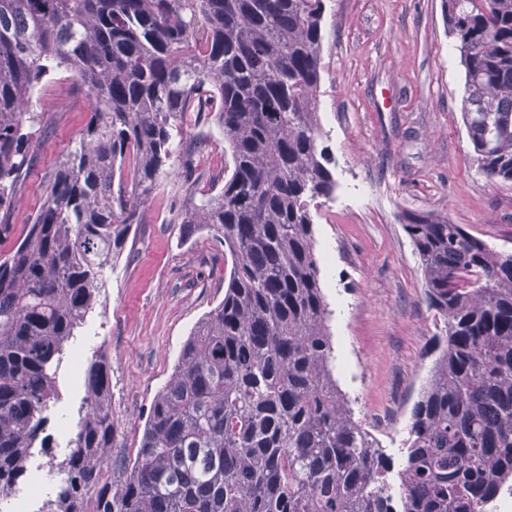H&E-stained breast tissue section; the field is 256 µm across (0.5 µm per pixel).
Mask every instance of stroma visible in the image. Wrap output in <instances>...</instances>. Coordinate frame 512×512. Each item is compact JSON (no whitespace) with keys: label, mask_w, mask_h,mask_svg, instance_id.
Returning <instances> with one entry per match:
<instances>
[{"label":"stroma","mask_w":512,"mask_h":512,"mask_svg":"<svg viewBox=\"0 0 512 512\" xmlns=\"http://www.w3.org/2000/svg\"><path fill=\"white\" fill-rule=\"evenodd\" d=\"M316 112L333 157L336 189L314 215V250L331 311L334 377L352 417L390 457L397 483L406 461L411 409L437 356L443 322L428 308L418 254L403 224L431 214L463 225L499 250L512 251V183L487 180L470 157L461 114L464 69L444 21L443 0H327ZM68 72L39 92L48 134L37 152L0 254L19 241L46 194L45 175L73 148L90 102L73 95ZM206 142L194 156L197 180L186 187L178 159L134 225L132 252L107 270L99 298L68 343L82 369L61 363L57 399L46 411L47 447L32 448L43 493L60 482L50 460H63L86 412L85 370L98 355L111 366L117 421L112 483L127 477L152 401L169 380L196 323L224 298L230 259L223 243L200 232L183 238L176 218L200 204L231 153L213 117L175 135Z\"/></svg>","instance_id":"stroma-1"}]
</instances>
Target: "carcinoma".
I'll use <instances>...</instances> for the list:
<instances>
[{
  "mask_svg": "<svg viewBox=\"0 0 512 512\" xmlns=\"http://www.w3.org/2000/svg\"><path fill=\"white\" fill-rule=\"evenodd\" d=\"M478 170L512 182V0H443ZM326 0H0V236L46 126L35 91L64 70L91 100L21 242L0 256V495L25 476L62 351L126 248L162 168L190 172L212 113L233 170L179 216L232 266L153 401L122 487L104 357L58 463L50 512H487L512 487V252L411 214L445 341L411 410L398 492L333 377L314 212L336 179L315 108ZM97 492L87 509L89 489Z\"/></svg>",
  "mask_w": 512,
  "mask_h": 512,
  "instance_id": "obj_1",
  "label": "carcinoma"
}]
</instances>
